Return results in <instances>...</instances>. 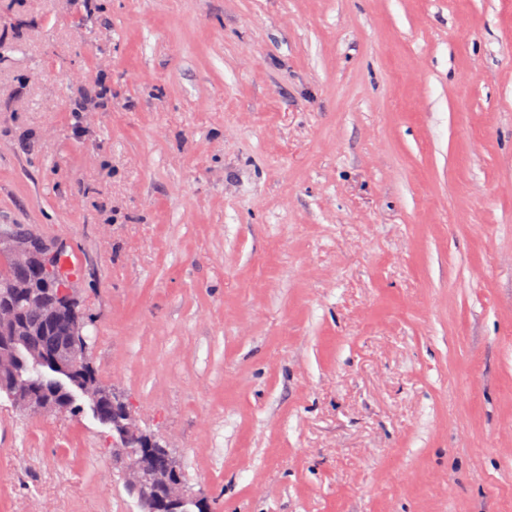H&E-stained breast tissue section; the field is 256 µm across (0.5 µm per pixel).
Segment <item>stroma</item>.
I'll return each instance as SVG.
<instances>
[{"label": "stroma", "instance_id": "35a3bbf8", "mask_svg": "<svg viewBox=\"0 0 512 512\" xmlns=\"http://www.w3.org/2000/svg\"><path fill=\"white\" fill-rule=\"evenodd\" d=\"M213 512H512V0H0V234ZM0 396V512H140Z\"/></svg>", "mask_w": 512, "mask_h": 512}]
</instances>
